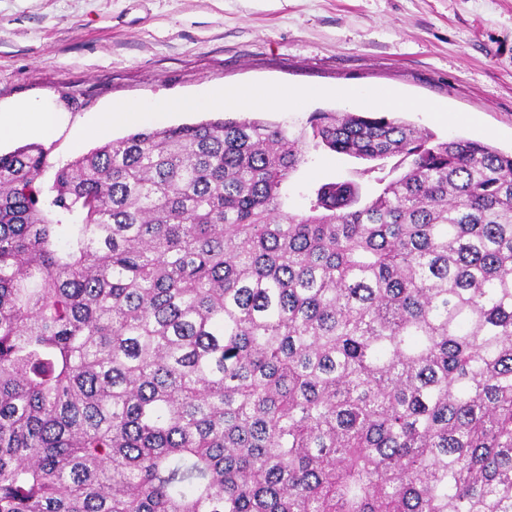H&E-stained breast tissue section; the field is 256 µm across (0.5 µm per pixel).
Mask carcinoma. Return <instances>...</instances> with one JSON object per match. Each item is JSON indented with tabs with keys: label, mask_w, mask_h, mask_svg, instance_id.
Masks as SVG:
<instances>
[{
	"label": "carcinoma",
	"mask_w": 512,
	"mask_h": 512,
	"mask_svg": "<svg viewBox=\"0 0 512 512\" xmlns=\"http://www.w3.org/2000/svg\"><path fill=\"white\" fill-rule=\"evenodd\" d=\"M407 169L284 188L309 150ZM0 155V512H512V153L368 112Z\"/></svg>",
	"instance_id": "1"
}]
</instances>
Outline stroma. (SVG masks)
<instances>
[{"label": "stroma", "instance_id": "stroma-1", "mask_svg": "<svg viewBox=\"0 0 512 512\" xmlns=\"http://www.w3.org/2000/svg\"><path fill=\"white\" fill-rule=\"evenodd\" d=\"M250 84L308 96L288 111L199 105ZM348 87L393 91L407 105L387 116L511 153L512 0H0V107L36 102L68 115L46 147V187L74 157L72 125L116 102L191 101L172 126L224 114L299 128L319 109L366 111L340 97ZM393 165L310 153L288 208L304 212L321 180L353 179L374 196Z\"/></svg>", "mask_w": 512, "mask_h": 512}]
</instances>
